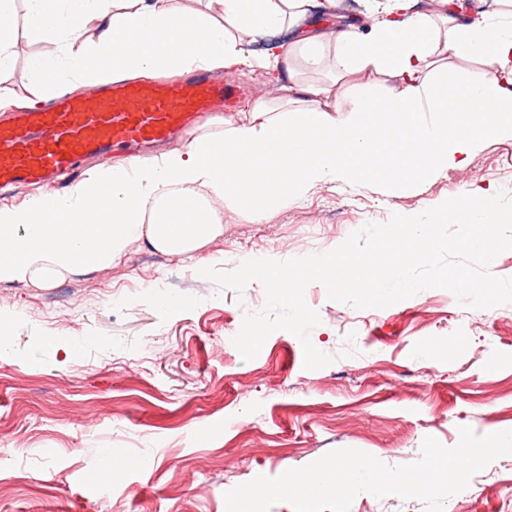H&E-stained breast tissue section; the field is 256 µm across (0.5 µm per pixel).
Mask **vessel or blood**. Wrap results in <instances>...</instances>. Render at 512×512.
<instances>
[{
	"mask_svg": "<svg viewBox=\"0 0 512 512\" xmlns=\"http://www.w3.org/2000/svg\"><path fill=\"white\" fill-rule=\"evenodd\" d=\"M236 88L208 75L171 85L113 82L89 97H63L48 108L0 122V189L73 172L82 156L168 140L218 104L232 106Z\"/></svg>",
	"mask_w": 512,
	"mask_h": 512,
	"instance_id": "b4317fda",
	"label": "vessel or blood"
}]
</instances>
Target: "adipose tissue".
Returning a JSON list of instances; mask_svg holds the SVG:
<instances>
[{
    "mask_svg": "<svg viewBox=\"0 0 512 512\" xmlns=\"http://www.w3.org/2000/svg\"><path fill=\"white\" fill-rule=\"evenodd\" d=\"M492 2L471 21L466 0H369L344 22L341 0H0L1 110L36 105L15 89L22 34L53 45L28 70L49 93L236 66L277 88L236 120L210 114L181 148L0 205V283L108 268L135 242L197 253L223 236L228 209L259 224L313 187L377 179L397 192L462 166L476 141L512 137V0ZM284 30L289 43L252 53L254 37ZM450 56L480 60L484 77L449 80ZM361 73L380 82L352 94ZM465 100L476 111L456 113Z\"/></svg>",
    "mask_w": 512,
    "mask_h": 512,
    "instance_id": "obj_1",
    "label": "adipose tissue"
}]
</instances>
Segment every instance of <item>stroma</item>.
I'll return each mask as SVG.
<instances>
[{"mask_svg":"<svg viewBox=\"0 0 512 512\" xmlns=\"http://www.w3.org/2000/svg\"><path fill=\"white\" fill-rule=\"evenodd\" d=\"M477 187L512 194V140L477 142L466 165L400 191L377 180L310 189L265 223L224 212V234L171 256L139 242L118 264L53 286L0 283L16 316L0 352V512H225L224 495L277 477L332 449L394 466L421 456L425 437L452 447L460 427L512 430V304L471 309L428 289L381 309L329 300L310 332L331 364L308 370L300 340L273 332L243 360L232 342L262 285L218 292L201 268L239 258L323 253L366 223L413 215ZM289 250H282V241ZM162 292L183 300L158 309ZM97 408L101 421L81 416ZM113 468L102 497L87 481ZM445 512H512V456L491 462Z\"/></svg>","mask_w":512,"mask_h":512,"instance_id":"1","label":"stroma"}]
</instances>
